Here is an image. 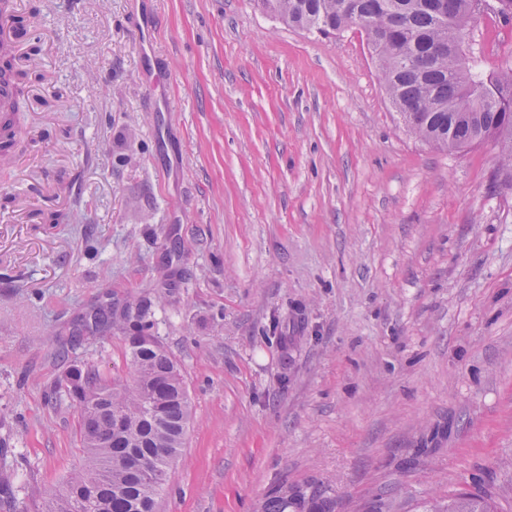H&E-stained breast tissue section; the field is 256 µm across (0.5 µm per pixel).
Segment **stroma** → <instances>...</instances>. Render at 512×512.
<instances>
[{"instance_id": "stroma-1", "label": "stroma", "mask_w": 512, "mask_h": 512, "mask_svg": "<svg viewBox=\"0 0 512 512\" xmlns=\"http://www.w3.org/2000/svg\"><path fill=\"white\" fill-rule=\"evenodd\" d=\"M16 4L44 79L17 115L22 161L0 169V512H40L78 467L61 383L125 375L121 332L82 321L131 300L150 301L194 406L159 512H261L317 486L331 512L478 490L512 512L497 148L415 138L354 26L291 28L258 0ZM486 21L468 51L491 72L485 41L512 21Z\"/></svg>"}]
</instances>
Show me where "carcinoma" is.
<instances>
[{
    "mask_svg": "<svg viewBox=\"0 0 512 512\" xmlns=\"http://www.w3.org/2000/svg\"><path fill=\"white\" fill-rule=\"evenodd\" d=\"M261 0L290 26L329 35L365 21L392 105L422 142L450 152L484 143L498 147V161L512 187V65L484 76L469 65L465 44L482 0ZM448 51L434 55L442 44ZM0 156H8L25 74L13 70L0 48ZM148 309L125 318L128 377L109 380L96 369L77 370L65 393L78 408L82 457L60 487L47 490L43 512H157L169 471L179 461L193 416L178 362L151 333ZM324 492L310 496L282 488L264 512H327ZM427 512H495L479 493L459 494Z\"/></svg>",
    "mask_w": 512,
    "mask_h": 512,
    "instance_id": "1",
    "label": "carcinoma"
}]
</instances>
